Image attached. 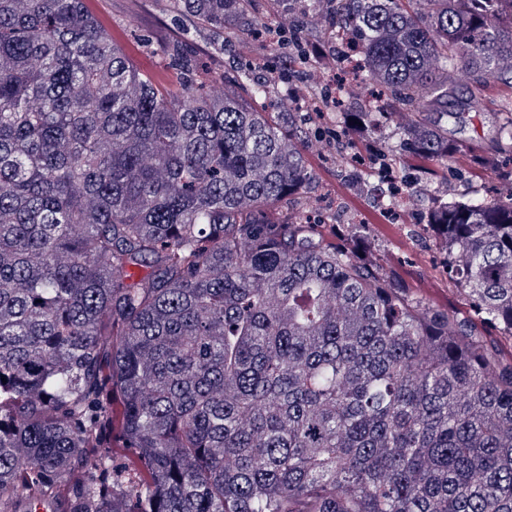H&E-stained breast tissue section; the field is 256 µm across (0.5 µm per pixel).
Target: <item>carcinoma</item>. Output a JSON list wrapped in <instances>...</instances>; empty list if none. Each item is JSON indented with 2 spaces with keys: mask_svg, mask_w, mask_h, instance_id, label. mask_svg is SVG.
<instances>
[{
  "mask_svg": "<svg viewBox=\"0 0 512 512\" xmlns=\"http://www.w3.org/2000/svg\"><path fill=\"white\" fill-rule=\"evenodd\" d=\"M253 2L169 7L219 34ZM323 2L392 108L349 135L398 118L430 164L512 162L504 112L480 159L448 135L512 97V0ZM164 54L173 82L82 0H0V512H512V186L436 207L445 258H416L469 310L429 308L366 225L284 213L310 113Z\"/></svg>",
  "mask_w": 512,
  "mask_h": 512,
  "instance_id": "carcinoma-1",
  "label": "carcinoma"
}]
</instances>
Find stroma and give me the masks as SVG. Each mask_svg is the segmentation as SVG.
Returning a JSON list of instances; mask_svg holds the SVG:
<instances>
[{"label":"stroma","instance_id":"1","mask_svg":"<svg viewBox=\"0 0 512 512\" xmlns=\"http://www.w3.org/2000/svg\"><path fill=\"white\" fill-rule=\"evenodd\" d=\"M83 4L129 61L142 73L155 78H168V60L162 49L178 40L196 50L214 78L223 79L225 71L240 64L248 67L255 78L275 83L280 90L276 111H293L291 92L295 89L303 92L313 89L321 96L336 93L346 112H358L365 106L368 91L361 79L349 76L341 81L336 77V48L328 38L323 7L317 0H308L305 8L293 11L271 8L270 0H256L259 22L265 28L283 32L284 43L273 42L266 33L257 35L240 30L235 22L229 21L224 25V52L220 55L211 52L204 26L191 18L174 19L168 0H83ZM317 126V132L306 138L304 149L312 164H327L334 173L336 199L340 204L339 223L353 218L358 223L379 227V214L360 184L361 176L373 167L372 155H365L360 164L329 160L328 135L332 124L321 120ZM497 126L492 105L470 108L456 137L481 156L490 151ZM423 167V162L412 156L405 168L407 180L415 185L413 223L406 225L399 236L392 238L384 234L379 240L381 249H395L401 257L419 250L421 226L427 222L437 201L458 199L465 194L474 199L495 182L493 174L481 169L459 178L443 168L431 176ZM407 273L420 297L430 306L466 310V294L460 290L449 291L445 284L434 279L429 267H411Z\"/></svg>","mask_w":512,"mask_h":512}]
</instances>
